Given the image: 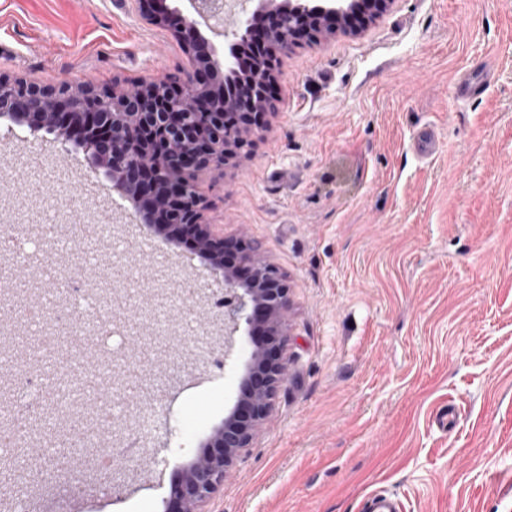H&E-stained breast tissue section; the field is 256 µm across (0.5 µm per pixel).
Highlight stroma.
Returning <instances> with one entry per match:
<instances>
[{"label":"stroma","mask_w":512,"mask_h":512,"mask_svg":"<svg viewBox=\"0 0 512 512\" xmlns=\"http://www.w3.org/2000/svg\"><path fill=\"white\" fill-rule=\"evenodd\" d=\"M480 62L493 73L486 92L457 98L460 71ZM189 63L182 42L124 0H0V73L100 90ZM276 78L255 149L199 181L207 222L256 245L293 301L286 380L206 512H360L380 490L399 512H512V0H393L359 34L301 43ZM429 126L439 151L421 159L410 141ZM0 175L25 197L0 201V226L27 234L59 205L43 246L97 253L78 278L111 284L115 322L191 278L199 293L181 315L211 323L219 285L164 238L141 250L144 228L130 206H111L81 151L0 139ZM78 221L109 231L83 241L69 229ZM16 262L0 252L27 310L67 305ZM167 333L180 344L112 364L114 377L134 368L141 380L123 440L83 416L61 426L97 447L137 443L122 490L103 487L89 454L65 494L6 467L0 512L19 499L32 512H164L174 473L239 391L230 368H198L182 327ZM38 360L20 343L0 363V417L11 415L8 379L38 373ZM450 407L456 423L437 426Z\"/></svg>","instance_id":"1"}]
</instances>
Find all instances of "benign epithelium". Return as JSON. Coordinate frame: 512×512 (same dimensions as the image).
<instances>
[{
    "label": "benign epithelium",
    "mask_w": 512,
    "mask_h": 512,
    "mask_svg": "<svg viewBox=\"0 0 512 512\" xmlns=\"http://www.w3.org/2000/svg\"><path fill=\"white\" fill-rule=\"evenodd\" d=\"M150 24L173 29L174 36L192 52L189 68L177 79L181 97L167 101L146 80L132 88L112 89V99H103L87 87L67 81L44 85L25 77L0 74V118L7 121L1 138L18 137L17 130L31 133L46 129L56 133L61 149L72 144L86 155L91 169L105 171L109 190L128 202L139 223L152 235L162 236V225L153 221L141 205V176L153 187L171 188L167 201L171 222L185 224L200 234L199 247L188 257H198L205 268L224 284V355L233 349L241 326L253 331L255 307L265 309L272 335L285 340L292 308L291 288L279 270L260 264L251 251L241 254L242 263L253 269L248 282L224 265L223 256L212 250L224 243L210 225L202 222L205 202L198 191L203 171H224L226 161L245 142L242 127L227 124L229 112H244L264 102V85L271 76L268 64L257 66L238 98L214 99L207 95L212 81L236 74L234 55L248 40L251 16L246 7L234 12L229 0H186L185 9L159 6L160 0H133ZM393 0H257V9L275 14V26L288 19L291 31L309 26L315 34L336 31L328 20L363 11L366 18L382 14ZM224 37L228 52L224 65L215 58V47L202 38L200 27ZM277 61L297 44L291 36L272 32ZM286 378L283 361L269 364L263 351L253 347L240 380L235 405L215 427L203 450L197 452L170 486L166 512H202V505L224 485V479L239 453L249 447L256 428L268 414L270 400Z\"/></svg>",
    "instance_id": "7a95c632"
}]
</instances>
